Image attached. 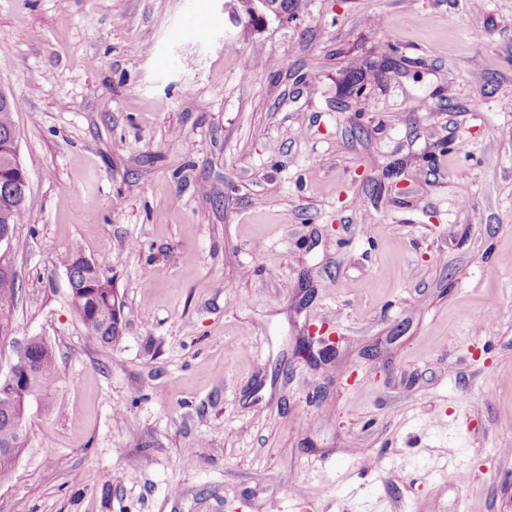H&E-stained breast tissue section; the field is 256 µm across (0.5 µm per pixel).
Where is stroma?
Wrapping results in <instances>:
<instances>
[{"mask_svg":"<svg viewBox=\"0 0 512 512\" xmlns=\"http://www.w3.org/2000/svg\"><path fill=\"white\" fill-rule=\"evenodd\" d=\"M0 90L58 368L0 512H512V0H0ZM276 1V2H274ZM279 0H248V10L245 11L249 22L263 21L267 14L282 18L283 14L278 7ZM80 250H69L60 261L65 269L70 290L72 288V273L76 279V294L70 296L71 309L83 325L87 335L102 345H112L121 335V325L113 326L107 321L105 315L99 310L97 302H103L108 307V300L112 303V295L118 297L114 291L112 281L105 277L95 264V270L78 262L79 256L83 263H92ZM68 269V270H66ZM91 283L94 286H84Z\"/></svg>","mask_w":512,"mask_h":512,"instance_id":"stroma-1","label":"stroma"}]
</instances>
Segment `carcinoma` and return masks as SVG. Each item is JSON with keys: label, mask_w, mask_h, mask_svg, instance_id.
I'll return each mask as SVG.
<instances>
[{"label": "carcinoma", "mask_w": 512, "mask_h": 512, "mask_svg": "<svg viewBox=\"0 0 512 512\" xmlns=\"http://www.w3.org/2000/svg\"><path fill=\"white\" fill-rule=\"evenodd\" d=\"M18 111L16 101L0 105V145L9 139L15 129L12 114ZM79 250H69L60 261V265L73 271L76 279V294L71 297V309L83 325L87 335L102 345H110L121 335V327L112 325L99 310L98 303L108 304L115 294L112 281L105 277L100 268L92 269L79 263ZM18 292L14 279H0V330L14 328L11 306ZM36 354L35 367L28 384L33 394L37 395L48 389L55 381L57 358L54 348L42 338L32 345Z\"/></svg>", "instance_id": "cac0c4a2"}]
</instances>
